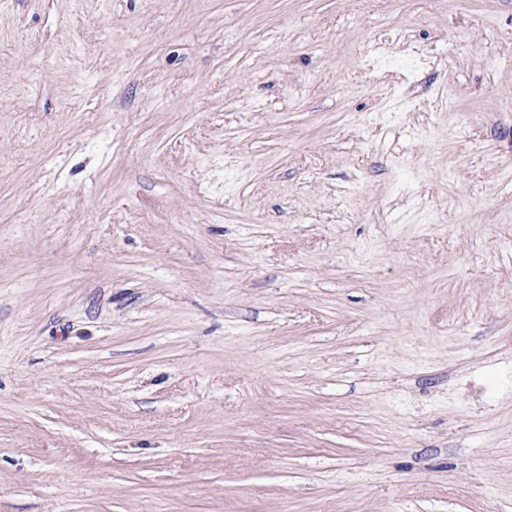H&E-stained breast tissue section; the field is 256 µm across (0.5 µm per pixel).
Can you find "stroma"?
Masks as SVG:
<instances>
[{"instance_id":"1","label":"stroma","mask_w":512,"mask_h":512,"mask_svg":"<svg viewBox=\"0 0 512 512\" xmlns=\"http://www.w3.org/2000/svg\"><path fill=\"white\" fill-rule=\"evenodd\" d=\"M0 512H512V0H0Z\"/></svg>"}]
</instances>
